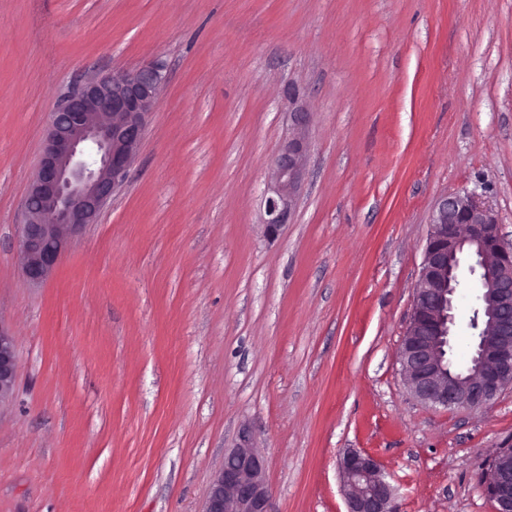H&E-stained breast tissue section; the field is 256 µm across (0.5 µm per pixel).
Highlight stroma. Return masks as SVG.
<instances>
[{
  "mask_svg": "<svg viewBox=\"0 0 512 512\" xmlns=\"http://www.w3.org/2000/svg\"><path fill=\"white\" fill-rule=\"evenodd\" d=\"M158 60L122 192L39 286L17 226L61 94ZM297 102H289V93ZM309 114L288 224L271 164ZM468 191L512 236V0H0V512H203L249 433L278 512H346L374 455L397 512H492L512 387L483 411L398 362L433 210ZM451 356L482 286L461 261ZM16 352L14 338L0 326V402L14 394Z\"/></svg>",
  "mask_w": 512,
  "mask_h": 512,
  "instance_id": "1",
  "label": "stroma"
}]
</instances>
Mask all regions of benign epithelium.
<instances>
[{
  "instance_id": "7a95c632",
  "label": "benign epithelium",
  "mask_w": 512,
  "mask_h": 512,
  "mask_svg": "<svg viewBox=\"0 0 512 512\" xmlns=\"http://www.w3.org/2000/svg\"><path fill=\"white\" fill-rule=\"evenodd\" d=\"M164 64L99 75L61 96L43 141L19 225L20 270L31 284L51 278L74 237L118 195L139 151L159 92ZM293 135L271 165L264 224L288 223L306 162V112L290 113ZM478 267L484 292L482 326L472 367L451 373L446 358L460 262ZM410 393L431 406L487 408L512 386V241L496 214L472 193L445 197L431 218L413 307L399 355ZM14 338L0 327V402L14 394ZM493 453L483 477L494 512H512V467ZM347 512H395L381 465L350 451L339 464ZM204 512H277L261 452L248 433L224 458L210 485Z\"/></svg>"
}]
</instances>
